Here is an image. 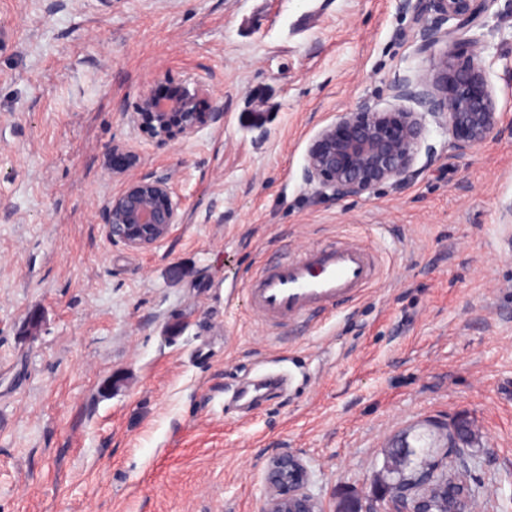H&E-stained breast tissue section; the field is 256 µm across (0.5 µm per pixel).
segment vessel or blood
<instances>
[{"mask_svg": "<svg viewBox=\"0 0 512 512\" xmlns=\"http://www.w3.org/2000/svg\"><path fill=\"white\" fill-rule=\"evenodd\" d=\"M378 281V263L367 242L347 236L265 263L248 280L245 293L254 313L276 327L334 311ZM283 387V377L272 374L241 388L238 396L252 407Z\"/></svg>", "mask_w": 512, "mask_h": 512, "instance_id": "obj_1", "label": "vessel or blood"}]
</instances>
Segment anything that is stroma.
I'll return each mask as SVG.
<instances>
[{"mask_svg":"<svg viewBox=\"0 0 512 512\" xmlns=\"http://www.w3.org/2000/svg\"><path fill=\"white\" fill-rule=\"evenodd\" d=\"M483 21L501 136L461 156L427 121L409 177L330 201L303 179L317 131L431 66L400 0H0V512H261L286 450L339 512L375 498L392 441L458 417L475 512H512V0ZM200 82L224 119L193 139L130 122L143 92ZM151 172L182 223L112 243L103 204ZM349 232L379 284L266 328L258 264ZM284 387L283 376L279 374L267 375L255 383L241 388L238 392L240 399H245L248 407H253L257 403L270 395L282 391Z\"/></svg>","mask_w":512,"mask_h":512,"instance_id":"obj_1","label":"stroma"}]
</instances>
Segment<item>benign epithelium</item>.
<instances>
[{"label": "benign epithelium", "instance_id": "benign-epithelium-1", "mask_svg": "<svg viewBox=\"0 0 512 512\" xmlns=\"http://www.w3.org/2000/svg\"><path fill=\"white\" fill-rule=\"evenodd\" d=\"M491 0H402L404 9L434 11L453 25L434 22L420 33L419 52L433 60L425 74L403 75L390 86L392 102L384 108L364 102L342 112L323 126L309 145L305 182L322 199L340 201L369 194L379 184L404 179L421 149L426 117L443 125L455 152L466 155L497 139L501 120L481 56L483 16ZM138 129L160 146L186 142L201 129L224 119V103L207 86L182 88L159 98L144 92L131 113ZM181 200L165 175L130 180L105 205L102 215L112 242L147 250L165 239L181 223ZM449 452L471 444L468 421L448 425ZM448 475V452L441 453L434 471L445 479V512H473V486L465 459ZM311 471L297 452L271 455L264 475L262 512H324L309 490ZM430 489L402 482L387 483L381 501L385 508L355 501L349 512H430Z\"/></svg>", "mask_w": 512, "mask_h": 512}]
</instances>
